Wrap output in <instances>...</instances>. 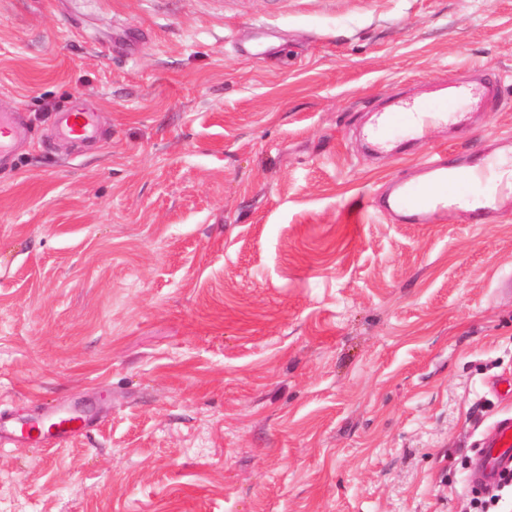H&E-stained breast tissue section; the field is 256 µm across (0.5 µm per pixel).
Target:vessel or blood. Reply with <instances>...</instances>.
Masks as SVG:
<instances>
[{"instance_id":"vessel-or-blood-1","label":"vessel or blood","mask_w":512,"mask_h":512,"mask_svg":"<svg viewBox=\"0 0 512 512\" xmlns=\"http://www.w3.org/2000/svg\"><path fill=\"white\" fill-rule=\"evenodd\" d=\"M492 87L487 83L469 86L463 83L446 94L399 99L380 111L370 131L376 144H389L444 124L450 117L466 123L476 101H489ZM58 129L77 142L98 140L97 115L74 110L59 113ZM421 176L396 183L383 198L382 206L406 224H430L448 209L454 198L474 201L473 209L462 214L464 223H487L495 212L487 201L491 170L482 158H475L466 171H457L445 152H437L420 164ZM481 478L485 484L497 483L512 474V416L496 421L481 448L477 450Z\"/></svg>"}]
</instances>
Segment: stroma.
<instances>
[{
	"instance_id": "1",
	"label": "stroma",
	"mask_w": 512,
	"mask_h": 512,
	"mask_svg": "<svg viewBox=\"0 0 512 512\" xmlns=\"http://www.w3.org/2000/svg\"><path fill=\"white\" fill-rule=\"evenodd\" d=\"M492 71L476 130L362 133ZM98 113L106 142L53 138ZM0 512H470L512 397V206L378 212L512 138V0H0Z\"/></svg>"
}]
</instances>
